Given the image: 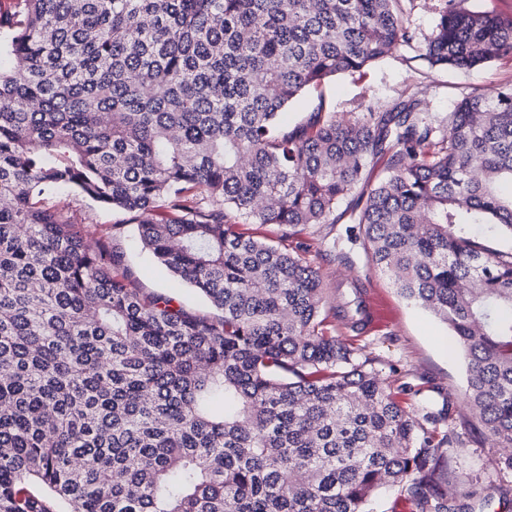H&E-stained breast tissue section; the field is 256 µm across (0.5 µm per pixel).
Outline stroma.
<instances>
[{"label":"stroma","mask_w":512,"mask_h":512,"mask_svg":"<svg viewBox=\"0 0 512 512\" xmlns=\"http://www.w3.org/2000/svg\"><path fill=\"white\" fill-rule=\"evenodd\" d=\"M401 5L415 36L414 46H396L362 71L328 81L320 93L336 112H355L368 103L390 104L415 93L424 99L427 111L448 113L465 94L493 97L512 87V55L471 71L430 66L416 48L431 36L441 2L401 0ZM301 239L330 302L343 304L357 284L376 299L382 312L377 324L346 332L345 337L361 355L385 363L382 376L386 384L394 389L404 385L415 388V395L408 398L411 410H418L423 401L434 412L450 406L449 417L440 423L452 436L446 473L449 492L485 501V512H512V473L498 471L499 450L484 439L481 425L466 405L465 362L447 326L399 296L391 280L371 264L361 236L350 233L348 225L311 227ZM123 246L142 288L174 294L191 310L206 309L205 299L193 288L176 283L134 234H127Z\"/></svg>","instance_id":"35a3bbf8"}]
</instances>
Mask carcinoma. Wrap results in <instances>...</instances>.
I'll use <instances>...</instances> for the list:
<instances>
[{
  "label": "carcinoma",
  "instance_id": "1",
  "mask_svg": "<svg viewBox=\"0 0 512 512\" xmlns=\"http://www.w3.org/2000/svg\"><path fill=\"white\" fill-rule=\"evenodd\" d=\"M401 0H20L0 14V512H413L450 493L425 427L341 338L302 230L347 217L398 292L448 324L465 400L512 471V88L433 115L412 94L278 114L413 34ZM473 70L512 21L444 0L419 47ZM376 179H370L375 168ZM74 192L125 213L77 224ZM346 208H341L344 199ZM132 226L212 311L146 294ZM407 501L400 488H384L368 503L367 512H404L400 509L402 502Z\"/></svg>",
  "mask_w": 512,
  "mask_h": 512
}]
</instances>
